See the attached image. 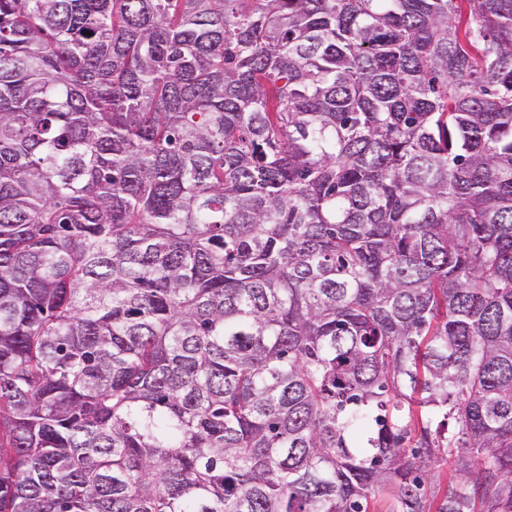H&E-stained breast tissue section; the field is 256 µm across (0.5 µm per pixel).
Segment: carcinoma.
<instances>
[{
	"mask_svg": "<svg viewBox=\"0 0 512 512\" xmlns=\"http://www.w3.org/2000/svg\"><path fill=\"white\" fill-rule=\"evenodd\" d=\"M384 488L512 512V0H0V512Z\"/></svg>",
	"mask_w": 512,
	"mask_h": 512,
	"instance_id": "1",
	"label": "carcinoma"
}]
</instances>
